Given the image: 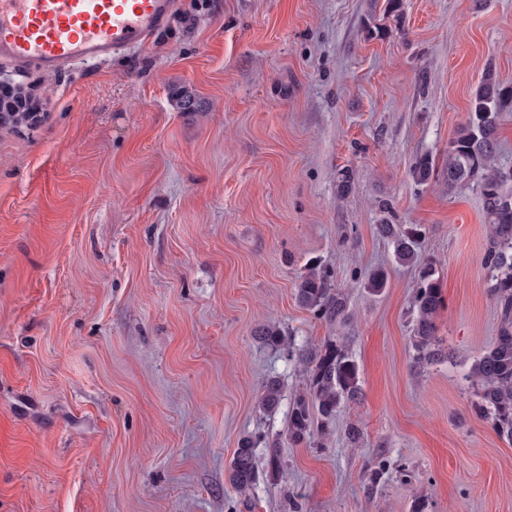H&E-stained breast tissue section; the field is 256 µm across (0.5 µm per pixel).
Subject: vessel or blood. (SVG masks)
Returning <instances> with one entry per match:
<instances>
[{
    "label": "vessel or blood",
    "instance_id": "b4317fda",
    "mask_svg": "<svg viewBox=\"0 0 512 512\" xmlns=\"http://www.w3.org/2000/svg\"><path fill=\"white\" fill-rule=\"evenodd\" d=\"M178 0H0V59L59 71L145 46Z\"/></svg>",
    "mask_w": 512,
    "mask_h": 512
}]
</instances>
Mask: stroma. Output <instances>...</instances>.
Segmentation results:
<instances>
[{"label": "stroma", "instance_id": "35a3bbf8", "mask_svg": "<svg viewBox=\"0 0 512 512\" xmlns=\"http://www.w3.org/2000/svg\"><path fill=\"white\" fill-rule=\"evenodd\" d=\"M489 65L512 86V0H181L104 65L0 60L43 110L0 130V512H512V442L463 379L499 326L491 228L444 174ZM180 85L202 111L175 108ZM380 224L421 227L442 362L413 361L418 269ZM314 261L342 323L296 299ZM269 324L359 366L357 399L307 444L287 427L309 376L260 343ZM248 434L244 497L227 471ZM282 396V386L277 379H270L263 386V389L257 400L259 411L269 414L278 407Z\"/></svg>", "mask_w": 512, "mask_h": 512}]
</instances>
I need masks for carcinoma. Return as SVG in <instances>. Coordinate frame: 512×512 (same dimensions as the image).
Masks as SVG:
<instances>
[{"instance_id": "cac0c4a2", "label": "carcinoma", "mask_w": 512, "mask_h": 512, "mask_svg": "<svg viewBox=\"0 0 512 512\" xmlns=\"http://www.w3.org/2000/svg\"><path fill=\"white\" fill-rule=\"evenodd\" d=\"M32 95L22 83L0 92V130L32 125L40 113L30 111ZM182 112H196V94L183 88L175 95ZM512 112V87L500 82L497 72L487 67L481 76L469 108V117L448 145L445 171L448 189L467 182L479 188L486 223L492 235L484 265L490 270L489 294L501 309L498 336L472 363L465 374L468 385L478 397V409L490 420L495 432L512 441V168L496 163L501 117ZM432 160L415 158L412 178L424 184L433 176ZM378 234L393 247L395 260L410 264L416 259L415 246L420 228L412 224H380ZM330 270L312 266L296 284V297L305 308L330 321L344 316L346 301L331 288ZM443 306L442 290L432 268L421 272L416 292L413 325V360L419 366L430 365L445 357L436 336L435 316ZM259 340L271 348H282L309 372L308 395L293 405L288 424V439L294 444L310 442L315 424L326 426L341 406L357 399L360 372L355 360L333 342L319 346L295 347L285 343L275 325L259 330ZM282 386L270 379L257 400L259 411L269 414L278 407ZM255 441L245 436L239 442L229 469V482L240 494L253 488L259 478L254 455Z\"/></svg>"}]
</instances>
